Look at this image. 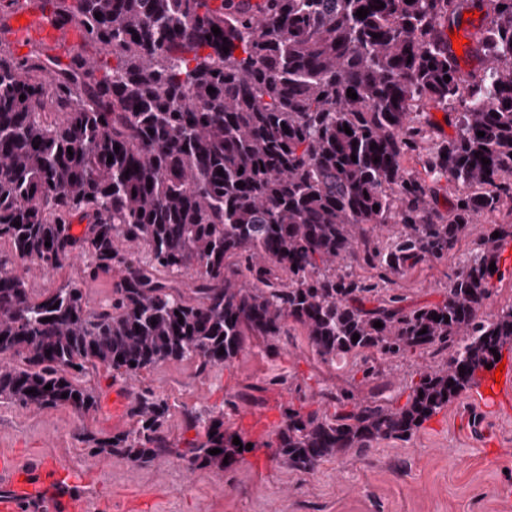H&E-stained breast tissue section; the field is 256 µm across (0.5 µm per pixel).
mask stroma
<instances>
[{"instance_id":"obj_1","label":"stroma","mask_w":512,"mask_h":512,"mask_svg":"<svg viewBox=\"0 0 512 512\" xmlns=\"http://www.w3.org/2000/svg\"><path fill=\"white\" fill-rule=\"evenodd\" d=\"M479 233L472 228L455 259L468 255ZM455 259L417 266L395 280L397 294L410 307L442 301ZM89 380L99 406L86 415L68 407L0 403V454L30 467L59 458L76 482L75 495L98 503L102 512H512V410L488 415L498 452L487 456L465 430L473 402L469 393L412 437L373 443L325 462L313 474L279 466L266 448L220 472L188 470L178 456L137 467L118 456L87 454L83 431L110 436L130 428L128 414H112V393L126 384L167 399L169 429L184 444L196 438L184 421L191 409L223 412L225 427L262 439L279 425L283 406L300 395L328 385L360 393L349 370L316 364L299 335L274 359L253 343L232 364L205 373L194 362L181 361L143 371L131 383L103 366Z\"/></svg>"}]
</instances>
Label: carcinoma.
I'll list each match as a JSON object with an SVG mask.
<instances>
[{"instance_id": "cac0c4a2", "label": "carcinoma", "mask_w": 512, "mask_h": 512, "mask_svg": "<svg viewBox=\"0 0 512 512\" xmlns=\"http://www.w3.org/2000/svg\"><path fill=\"white\" fill-rule=\"evenodd\" d=\"M480 2L488 22L468 53L488 65L470 79L445 33L469 0H27L79 26L110 68L84 52L64 62L42 43L14 58L1 9L0 402L86 414L98 403L80 382L91 367L132 381L170 361L206 372L252 340L276 358L299 330L367 391L302 396L308 411L285 407L271 440L239 446L224 413L187 411L198 438L181 454L168 401L140 389L131 429L81 442L137 466L178 453L191 471L270 448L280 465L314 473L409 438L479 386L512 350V304H490L512 222L489 223L440 303L406 307L379 282L454 258L479 218L512 212V69L499 67L512 64V0ZM424 101L456 134L408 173L403 159L425 138L410 107ZM442 176L456 185L446 214L435 203ZM76 218L88 220L79 236ZM390 224L399 230L383 241L376 231ZM72 259L83 284L113 275L105 302L89 306L75 282L36 296L13 268ZM414 354L433 362L397 406L383 374Z\"/></svg>"}]
</instances>
